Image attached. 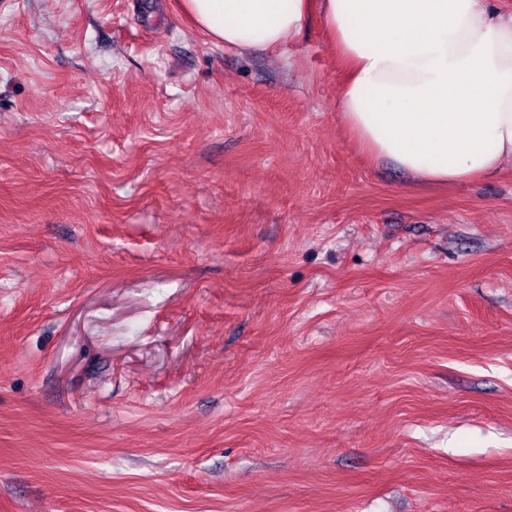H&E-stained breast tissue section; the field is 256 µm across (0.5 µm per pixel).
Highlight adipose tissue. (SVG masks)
I'll list each match as a JSON object with an SVG mask.
<instances>
[{
  "label": "adipose tissue",
  "instance_id": "obj_1",
  "mask_svg": "<svg viewBox=\"0 0 512 512\" xmlns=\"http://www.w3.org/2000/svg\"><path fill=\"white\" fill-rule=\"evenodd\" d=\"M214 45L273 51L320 10L347 131L422 181L454 186L512 160V8L489 0H181Z\"/></svg>",
  "mask_w": 512,
  "mask_h": 512
}]
</instances>
